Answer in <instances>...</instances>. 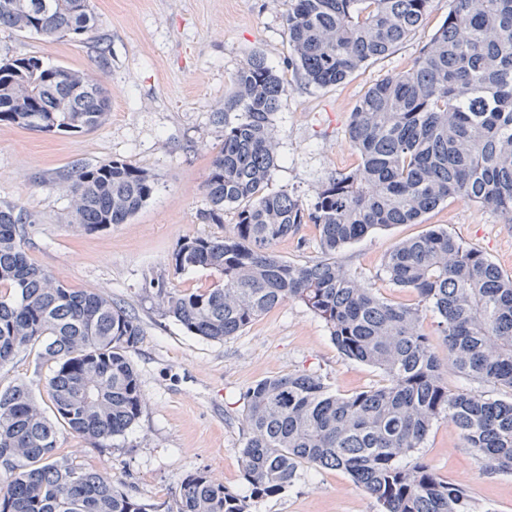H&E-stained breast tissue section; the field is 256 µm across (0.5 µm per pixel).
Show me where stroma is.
<instances>
[{
    "label": "stroma",
    "instance_id": "35a3bbf8",
    "mask_svg": "<svg viewBox=\"0 0 512 512\" xmlns=\"http://www.w3.org/2000/svg\"><path fill=\"white\" fill-rule=\"evenodd\" d=\"M107 47L99 59L86 44L51 41L0 28V59L35 55L50 66L96 74L111 96L105 123L90 132L41 133L0 124V202L21 206L30 259L71 288L108 283V296L139 321L132 361L144 405L125 435L106 446L61 431L58 458L129 483L135 495L174 505L187 473L202 469L240 495V450L248 436L243 394L256 381L307 373L333 393L349 395L381 384L379 370L345 358L323 321L290 301L221 341L188 333L165 315L144 284L162 278L195 291L212 282L203 269L174 273L170 256L185 238L221 237L233 212L215 224L206 216L205 181L223 132L211 113L224 102L237 71L259 52L288 83L274 116L278 163L269 187L311 198L328 175L348 171L358 157L345 133L350 113L376 82L409 69L448 16L449 0H432L423 26L388 57L370 62L343 84L305 85L288 67V0H92ZM120 160L149 171L156 188L127 223L100 231L73 222L67 175L79 165ZM444 226L512 274V224L496 212L448 200L421 224L378 229L336 255L355 275L394 303L414 302L393 287L382 264L403 239ZM278 254L292 263L322 259L318 229L305 225ZM49 367L38 349L20 353L0 372V385L28 383L44 397ZM417 456L465 488L476 512H512V474L485 469L459 431L434 424ZM251 512H379L376 501L341 470L301 464L280 496L252 503Z\"/></svg>",
    "mask_w": 512,
    "mask_h": 512
}]
</instances>
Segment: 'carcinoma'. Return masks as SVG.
<instances>
[{
	"mask_svg": "<svg viewBox=\"0 0 512 512\" xmlns=\"http://www.w3.org/2000/svg\"><path fill=\"white\" fill-rule=\"evenodd\" d=\"M432 0H288L291 65L307 85L336 86L390 55L418 29ZM448 19L408 70L361 96L346 125L360 162L321 182L313 199L269 190L278 153L272 118L288 84L261 54L237 72L211 112L223 129L205 181L208 220L236 223L221 238L180 241L174 272L201 268L211 287L185 292L162 279L148 287L188 332L222 341L288 301L319 317L339 352L380 370L385 383L342 396L314 374L268 377L243 395L242 448L249 498L196 470L167 512H250V502L291 486L303 462L342 470L381 512H475L467 492L415 456L432 425L450 421L492 469L512 473V277L444 227L399 242L383 273L416 295L379 297L336 252L369 232L421 224L453 198L512 224V0H451ZM91 0H0V28L77 40L105 57ZM111 98L87 72L38 56L0 65V123L36 132L100 127ZM75 223L123 224L152 196L148 171L119 160L69 176ZM29 215L0 204V368L30 347L51 363L52 415L24 382L0 387V512H159L125 485L55 457L60 429L100 444L139 419L143 393L131 360L142 328L92 289L70 288L31 261ZM306 224L326 258L297 265L275 245ZM432 317L448 365L478 384L451 391L424 330Z\"/></svg>",
	"mask_w": 512,
	"mask_h": 512,
	"instance_id": "carcinoma-1",
	"label": "carcinoma"
}]
</instances>
